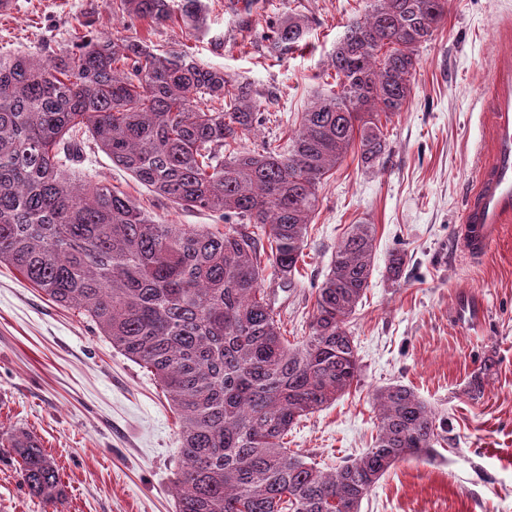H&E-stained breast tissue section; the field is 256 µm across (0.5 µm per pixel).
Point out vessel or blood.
<instances>
[{
    "mask_svg": "<svg viewBox=\"0 0 512 512\" xmlns=\"http://www.w3.org/2000/svg\"><path fill=\"white\" fill-rule=\"evenodd\" d=\"M489 94L491 156L477 167L458 239L459 249L473 260L484 258L500 240L504 225L512 223V56L494 64ZM455 313L469 324L480 321L485 308L466 294Z\"/></svg>",
    "mask_w": 512,
    "mask_h": 512,
    "instance_id": "1",
    "label": "vessel or blood"
}]
</instances>
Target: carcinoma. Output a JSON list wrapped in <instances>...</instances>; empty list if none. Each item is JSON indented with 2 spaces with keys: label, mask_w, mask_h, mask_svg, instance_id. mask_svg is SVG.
<instances>
[{
  "label": "carcinoma",
  "mask_w": 512,
  "mask_h": 512,
  "mask_svg": "<svg viewBox=\"0 0 512 512\" xmlns=\"http://www.w3.org/2000/svg\"><path fill=\"white\" fill-rule=\"evenodd\" d=\"M112 12L163 26L179 11L201 32L204 0H106ZM447 0H373L331 56L338 90L314 99L288 148L239 149L263 122L256 93L193 56L154 53L146 40L82 39L0 54V264L53 302L76 308L112 347L150 371L179 419L177 512H360L398 462L432 460L448 422L410 387L374 393L370 448L324 472L288 452L285 437L359 382L350 317L374 272V235L356 224L316 288L309 333L284 339L264 288L295 286L323 182L356 146L374 164L382 120L405 106L419 48ZM307 22L272 27L275 48L305 40ZM96 147L174 204L224 221L162 224L97 181L73 185L67 162ZM405 254L391 255L397 282ZM493 363L469 381L480 393ZM24 482L59 494L54 464L24 431L0 440Z\"/></svg>",
  "instance_id": "1"
}]
</instances>
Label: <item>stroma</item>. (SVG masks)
Here are the masks:
<instances>
[{
  "label": "stroma",
  "instance_id": "1",
  "mask_svg": "<svg viewBox=\"0 0 512 512\" xmlns=\"http://www.w3.org/2000/svg\"><path fill=\"white\" fill-rule=\"evenodd\" d=\"M208 28L162 27L112 13L105 0H12L0 11V52L73 44L89 33L138 37L155 53L188 50L198 63L250 83L269 121L241 147L287 145L301 115L336 87L331 55L371 0H256L242 27L233 0H205ZM305 17L302 46L273 50L271 26ZM512 29V0H448L420 50L411 95L384 122L387 151L376 167L350 150L319 190L292 288L266 282L289 342L308 332L316 287L352 225L375 230L374 274L350 321L361 377L335 403L301 419L288 448L332 471L376 435L374 391L412 387L448 421L435 460L398 462L363 500L361 512H512V224L480 261L456 238L478 161L490 157L489 84ZM103 180L165 224L223 228L205 212L174 207L101 151L75 166ZM407 262L398 282L385 268ZM485 305L482 323L453 317L457 295ZM492 375L479 396L468 382L484 360ZM22 430L60 475L52 501L29 492L16 456L0 454V512H175L179 424L150 371L99 336L77 310L50 300L13 267L0 265V435Z\"/></svg>",
  "mask_w": 512,
  "mask_h": 512
}]
</instances>
